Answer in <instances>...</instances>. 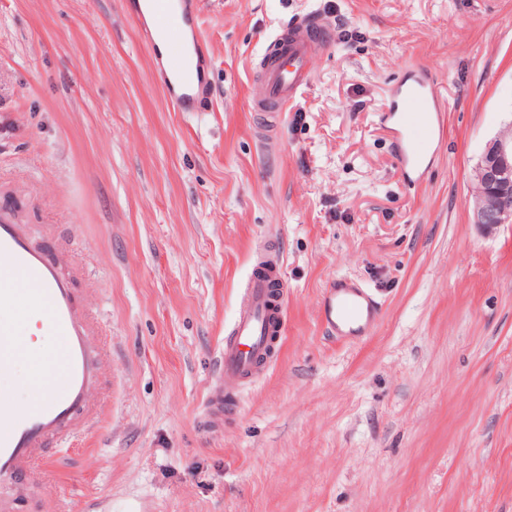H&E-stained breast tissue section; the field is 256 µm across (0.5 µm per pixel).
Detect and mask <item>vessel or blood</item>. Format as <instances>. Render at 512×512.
Masks as SVG:
<instances>
[{"label": "vessel or blood", "instance_id": "b4317fda", "mask_svg": "<svg viewBox=\"0 0 512 512\" xmlns=\"http://www.w3.org/2000/svg\"><path fill=\"white\" fill-rule=\"evenodd\" d=\"M127 12L143 33V45L157 61L156 81L177 112L203 109L211 59L205 49L199 0H127ZM326 24L315 14L275 35L261 84L251 93L253 111L274 117L286 111L311 80ZM385 117L398 147V161L410 181H420L426 155L435 154L424 136L432 130L437 93L430 72L412 71L394 88ZM277 262L267 261L247 279L229 335L224 340L220 388L207 399L212 423L224 419V392L251 376L283 327L273 309L271 288L281 282ZM36 317L55 346L47 367L54 386L33 387L20 397L9 380L33 357L19 346L0 348V479L25 476L58 440L90 429L99 414L92 391L99 383L102 355L94 345L96 326L84 309L77 279L47 247L34 246L24 225L0 214V337L17 333V319ZM380 314L369 294L350 280L332 282L323 302V321L338 337L367 335Z\"/></svg>", "mask_w": 512, "mask_h": 512}]
</instances>
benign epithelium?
<instances>
[{
  "mask_svg": "<svg viewBox=\"0 0 512 512\" xmlns=\"http://www.w3.org/2000/svg\"><path fill=\"white\" fill-rule=\"evenodd\" d=\"M473 220L487 235L512 224V121L491 138L474 171Z\"/></svg>",
  "mask_w": 512,
  "mask_h": 512,
  "instance_id": "benign-epithelium-1",
  "label": "benign epithelium"
}]
</instances>
